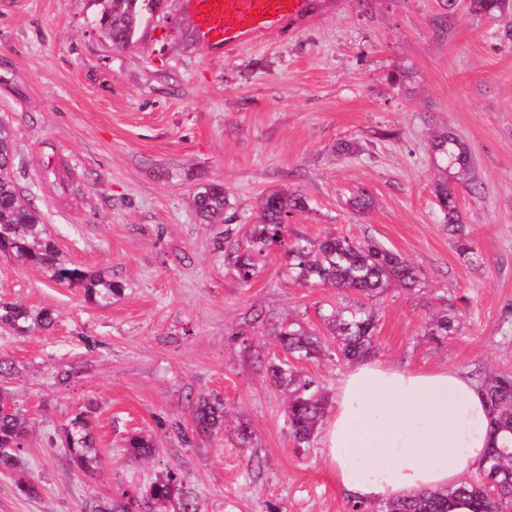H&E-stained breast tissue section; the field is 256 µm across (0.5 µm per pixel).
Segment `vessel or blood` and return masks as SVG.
Returning <instances> with one entry per match:
<instances>
[{
    "instance_id": "1",
    "label": "vessel or blood",
    "mask_w": 512,
    "mask_h": 512,
    "mask_svg": "<svg viewBox=\"0 0 512 512\" xmlns=\"http://www.w3.org/2000/svg\"><path fill=\"white\" fill-rule=\"evenodd\" d=\"M205 44L230 50L283 23L302 24L314 9L313 0H185Z\"/></svg>"
}]
</instances>
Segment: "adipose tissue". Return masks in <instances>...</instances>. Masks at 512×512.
<instances>
[{
	"instance_id": "adipose-tissue-1",
	"label": "adipose tissue",
	"mask_w": 512,
	"mask_h": 512,
	"mask_svg": "<svg viewBox=\"0 0 512 512\" xmlns=\"http://www.w3.org/2000/svg\"><path fill=\"white\" fill-rule=\"evenodd\" d=\"M489 436L488 405L467 377L364 360L340 382L325 446L349 495L385 502L456 487L480 469Z\"/></svg>"
}]
</instances>
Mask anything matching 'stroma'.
<instances>
[{"label":"stroma","instance_id":"1","mask_svg":"<svg viewBox=\"0 0 512 512\" xmlns=\"http://www.w3.org/2000/svg\"><path fill=\"white\" fill-rule=\"evenodd\" d=\"M302 30L284 26L232 51L208 48L182 0H160L132 41L101 34L93 0H0V121L14 133V179L62 254L125 284L111 306L0 255V300L50 310L47 332L0 327V379L32 418L22 460L40 488L21 494L0 469V512H93L179 472L199 512H347L348 495L315 434L288 432L286 395L266 364L271 332L293 319L319 336L298 368L334 410L349 368L322 310L331 287L298 285L283 250L242 283L191 207L205 183L235 200L234 237L272 192L303 195L289 236L374 240L406 257L420 289L376 299L371 359L397 369L453 368L469 379L512 373V40L506 17L458 0H315ZM468 147L481 182H457L471 263L441 224L433 141ZM369 197L361 209L355 200ZM445 310L455 330L430 336ZM263 323H255V316ZM220 398L223 433L193 432L192 402ZM94 401L99 468L82 473L56 440L66 414ZM253 440L239 448L233 428ZM150 435L148 460L128 445ZM261 462L251 478L249 459Z\"/></svg>","mask_w":512,"mask_h":512}]
</instances>
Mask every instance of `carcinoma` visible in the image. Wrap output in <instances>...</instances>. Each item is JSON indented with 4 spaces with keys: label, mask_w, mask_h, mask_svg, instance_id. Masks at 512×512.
<instances>
[{
    "label": "carcinoma",
    "mask_w": 512,
    "mask_h": 512,
    "mask_svg": "<svg viewBox=\"0 0 512 512\" xmlns=\"http://www.w3.org/2000/svg\"><path fill=\"white\" fill-rule=\"evenodd\" d=\"M99 6L98 25L116 47L130 42L146 3L144 0H95ZM476 13L512 10V0H469ZM445 162L444 180L436 185L443 222L453 226L459 235L461 252L479 255L468 244L461 225L458 200L450 184V171L467 174L473 165L467 148L453 134L442 136L436 144ZM15 143L11 127L0 122V253L23 264L39 268L52 282L83 288L88 301L100 306L112 305L122 295L124 284L112 273L90 274L64 259L53 236L44 224L39 210L14 181ZM194 210L203 224H223L224 213L234 208L229 190L223 185H201L192 196ZM307 208L305 197L293 193H270L260 200V214L251 225L245 240L234 244V267L239 279L247 283L258 271L259 262L281 247L288 258L289 276L303 286H327L354 296V301L322 314L323 321L336 336L337 348L346 361L366 356L373 344L376 314L367 302L378 297L391 285L407 290L417 287V269L404 257L372 240L326 237L310 240L288 237V217ZM54 324L48 310L34 312L13 302H0V325L18 333L49 331ZM455 329L454 318L443 314L431 318L428 333L447 336ZM288 357L269 366L274 383L288 393L285 409L290 435L300 447L310 444L325 414V402L318 383L299 374L296 360L317 357L321 342L301 324L290 320L280 323L273 332ZM478 388L485 396L491 415V445L485 464L475 481L465 480L448 492H427L410 500L386 501L374 507L359 500H349V512H448V498L468 500L472 512H512V374L491 373L479 380ZM11 394L0 390V468L18 475L17 486L27 497L40 495L39 486L22 468L20 454L30 425L22 410L10 402ZM94 402L77 409L63 425L62 443L69 449L80 469L97 468L99 457L91 416ZM191 413L195 431L210 437L224 430V402L216 397L196 398ZM132 454L139 458L152 456L153 444L147 436L129 440ZM177 498V512H197L195 498L185 490L182 476L174 471L166 478L132 495L106 499L95 506V512H162L161 506Z\"/></svg>",
    "instance_id": "carcinoma-1"
}]
</instances>
